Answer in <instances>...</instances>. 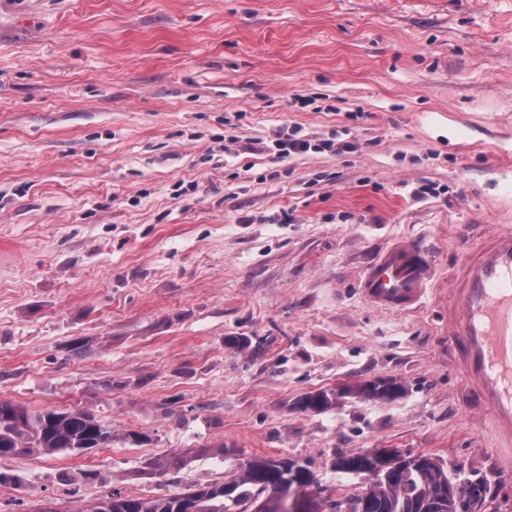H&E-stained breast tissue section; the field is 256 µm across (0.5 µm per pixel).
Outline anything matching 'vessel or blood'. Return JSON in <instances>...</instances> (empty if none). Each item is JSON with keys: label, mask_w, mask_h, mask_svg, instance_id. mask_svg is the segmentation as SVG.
Segmentation results:
<instances>
[{"label": "vessel or blood", "mask_w": 512, "mask_h": 512, "mask_svg": "<svg viewBox=\"0 0 512 512\" xmlns=\"http://www.w3.org/2000/svg\"><path fill=\"white\" fill-rule=\"evenodd\" d=\"M435 275L431 255L399 241L384 249L359 286L374 306H419ZM448 360L462 376L463 402L486 416L485 429L498 468L512 470V230L484 234L466 250L448 284Z\"/></svg>", "instance_id": "1"}]
</instances>
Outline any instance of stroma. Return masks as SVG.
I'll return each mask as SVG.
<instances>
[{"instance_id":"stroma-1","label":"stroma","mask_w":512,"mask_h":512,"mask_svg":"<svg viewBox=\"0 0 512 512\" xmlns=\"http://www.w3.org/2000/svg\"><path fill=\"white\" fill-rule=\"evenodd\" d=\"M292 131L314 150L273 161ZM509 226L512 0H0V398L113 434L0 458L22 478L0 512L256 457L307 467L328 507L360 492L336 456L366 448L438 455L512 512L440 305L462 247ZM404 238L435 277L418 309L376 308L359 275ZM376 379L404 396L296 405ZM338 396L335 392H309L299 399V406L304 410L325 411L336 405Z\"/></svg>"}]
</instances>
